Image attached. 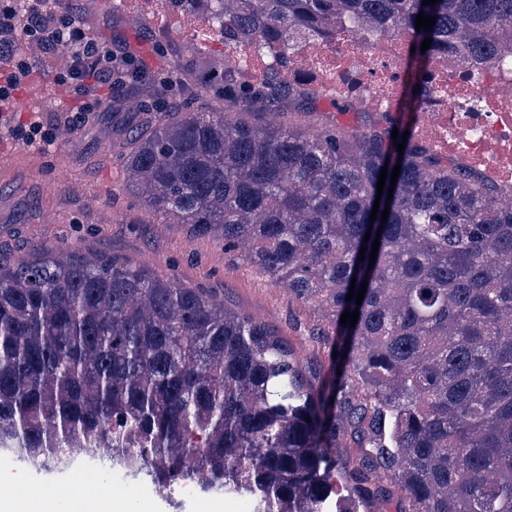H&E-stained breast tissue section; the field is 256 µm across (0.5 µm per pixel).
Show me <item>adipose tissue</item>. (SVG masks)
<instances>
[{
    "mask_svg": "<svg viewBox=\"0 0 512 512\" xmlns=\"http://www.w3.org/2000/svg\"><path fill=\"white\" fill-rule=\"evenodd\" d=\"M17 492L9 498H0V512H58L57 505L65 501L70 512H119L121 501L111 493L95 488L72 491L68 485H57L45 492L39 484L16 482Z\"/></svg>",
    "mask_w": 512,
    "mask_h": 512,
    "instance_id": "adipose-tissue-1",
    "label": "adipose tissue"
}]
</instances>
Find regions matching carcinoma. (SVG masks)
Masks as SVG:
<instances>
[{"mask_svg": "<svg viewBox=\"0 0 512 512\" xmlns=\"http://www.w3.org/2000/svg\"><path fill=\"white\" fill-rule=\"evenodd\" d=\"M258 51L387 25L419 70L452 50L512 70V0H175ZM436 18L416 29L419 13ZM432 39L430 48L421 43ZM224 69V112L135 133L131 186L152 214L241 247L299 304L332 317L331 379L288 342L192 288L108 258L0 268V449L63 472L105 448L102 476L252 497L255 512H512V202L404 130L312 131L240 115L311 90ZM405 142L403 155L397 144ZM379 213L370 220L382 169ZM386 223H381L387 195ZM369 240H364L365 234ZM379 247L374 265L361 246ZM366 281L361 304L351 279ZM359 311L355 326L340 323ZM353 444L358 458L339 449Z\"/></svg>", "mask_w": 512, "mask_h": 512, "instance_id": "cac0c4a2", "label": "carcinoma"}]
</instances>
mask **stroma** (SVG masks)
Returning <instances> with one entry per match:
<instances>
[{"label": "stroma", "instance_id": "35a3bbf8", "mask_svg": "<svg viewBox=\"0 0 512 512\" xmlns=\"http://www.w3.org/2000/svg\"><path fill=\"white\" fill-rule=\"evenodd\" d=\"M52 4L74 12L91 33L129 52L135 66L143 68L145 84L165 82L169 88L160 96L149 90L113 92L112 104L90 113L77 126H67L66 110L73 97L55 84L54 77L66 70L71 49L57 47L45 73L18 92L13 116L17 124L37 120L57 127L55 141L31 146L0 129V265L13 267L66 246L84 257H114L223 300L228 308L278 330L306 377L328 371L321 343L332 335L333 326L325 312L293 302L237 251L225 250L223 243L193 237L182 224L162 223L123 188L124 154L132 128L168 119L174 106L198 112L224 109V62L204 47L198 35L200 15L168 10L159 0H126L120 13L113 11L112 0ZM159 29L173 34L169 45L158 41ZM290 119L312 130L335 123L360 130L383 125L382 113L339 106L324 96L316 98L312 111L279 117L283 123ZM73 455V466L62 474L36 473L16 461L9 472L48 488L99 481L100 461L79 448ZM126 485L130 496L123 501L124 512H143L154 502L162 503L163 512H204L214 501L223 502L224 512H253V502L246 496L197 489L166 495L140 476L127 478Z\"/></svg>", "mask_w": 512, "mask_h": 512}]
</instances>
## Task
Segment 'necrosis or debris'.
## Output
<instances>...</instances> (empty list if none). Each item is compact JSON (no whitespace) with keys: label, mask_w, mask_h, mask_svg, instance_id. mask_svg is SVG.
<instances>
[{"label":"necrosis or debris","mask_w":512,"mask_h":512,"mask_svg":"<svg viewBox=\"0 0 512 512\" xmlns=\"http://www.w3.org/2000/svg\"><path fill=\"white\" fill-rule=\"evenodd\" d=\"M288 57L293 81L307 87L322 83L319 62L337 60L340 94L374 112L391 111L406 80L404 40L391 31L364 38L340 30L312 52L290 44ZM417 106L419 139L512 198V72L441 56L422 79Z\"/></svg>","instance_id":"4bbe7bcc"}]
</instances>
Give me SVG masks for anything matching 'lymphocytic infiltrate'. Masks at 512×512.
Listing matches in <instances>:
<instances>
[{
  "mask_svg": "<svg viewBox=\"0 0 512 512\" xmlns=\"http://www.w3.org/2000/svg\"><path fill=\"white\" fill-rule=\"evenodd\" d=\"M62 44L74 49L68 76L81 111L97 110L102 89L137 83L129 55L92 35L76 14L56 10L50 0H0V122L9 121L16 91ZM32 46L40 48V57L30 56Z\"/></svg>",
  "mask_w": 512,
  "mask_h": 512,
  "instance_id": "f902f5d3",
  "label": "lymphocytic infiltrate"
}]
</instances>
